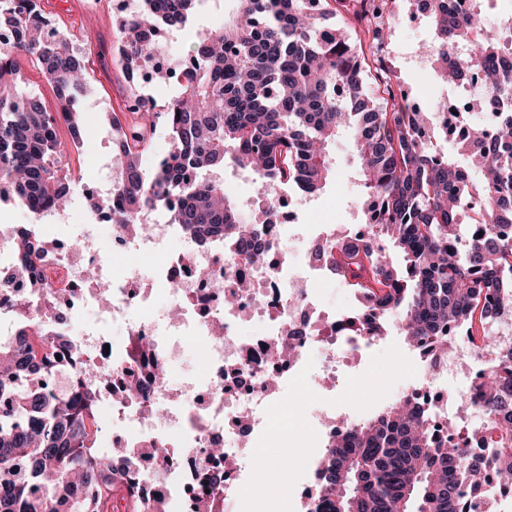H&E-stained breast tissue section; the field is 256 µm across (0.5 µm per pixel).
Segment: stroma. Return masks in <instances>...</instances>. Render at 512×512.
Wrapping results in <instances>:
<instances>
[{
  "label": "stroma",
  "mask_w": 512,
  "mask_h": 512,
  "mask_svg": "<svg viewBox=\"0 0 512 512\" xmlns=\"http://www.w3.org/2000/svg\"><path fill=\"white\" fill-rule=\"evenodd\" d=\"M239 0H221L217 9L199 5L192 23L185 31L171 36L167 52L168 61L182 60L194 39L209 30L223 27L225 19L236 13ZM124 8V0H48V10L60 31L78 30L86 35L92 48L84 56L91 76L90 93L81 105L80 123L84 145L82 148L66 146V161L77 177L75 199L67 210L52 218L42 232L48 238L64 241L74 236L77 224L85 221L87 212L78 195L85 188L97 186L100 178L99 163L110 157L112 127L107 118L114 112H128L130 84L121 65L112 54L115 33L112 20ZM408 0H400L399 19L393 26V36L386 55L401 81L406 103L419 104L422 109L432 105L448 93L434 71L417 62L416 54L432 31L425 18L409 15ZM350 128L338 131L330 147L333 172L326 186L316 194L307 196L308 208L300 212L302 224H331L337 233L357 229L366 222L361 206L364 187L361 182V160L352 146ZM397 327H390L387 336L369 351L360 363L348 369L336 387V398L347 402L356 397L362 417L368 418L398 398L402 388L413 382L421 372L418 363H410L398 370L400 353L393 338Z\"/></svg>",
  "instance_id": "1"
}]
</instances>
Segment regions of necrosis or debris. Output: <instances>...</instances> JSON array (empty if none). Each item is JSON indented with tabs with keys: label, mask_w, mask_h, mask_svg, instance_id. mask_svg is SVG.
Here are the masks:
<instances>
[{
	"label": "necrosis or debris",
	"mask_w": 512,
	"mask_h": 512,
	"mask_svg": "<svg viewBox=\"0 0 512 512\" xmlns=\"http://www.w3.org/2000/svg\"><path fill=\"white\" fill-rule=\"evenodd\" d=\"M289 193L280 182L261 188L267 247L258 265L237 244L219 239L202 248L176 225L143 215L135 232L113 225L108 243L85 237L79 253L59 242L45 254L42 269L61 300H97L86 277L90 268L112 286V320L125 328L127 343L110 344L100 330L84 326L78 344L82 356L107 372L114 393L112 446L138 449L131 473L149 504L166 500L176 512H246L244 493L254 482L257 451L286 430L282 393L305 384L310 367L319 370L323 396L306 417L307 435L326 443L360 422L358 413L337 414L327 390L339 368L378 342L371 335H343L342 325L351 315L366 324L373 316L359 307L346 316L324 306L322 288L336 277L311 262L295 230L296 213L283 210ZM123 255L150 257L154 279L142 281L139 267L120 263ZM232 291L238 302L225 306ZM305 315L311 318L308 333L294 337ZM447 335V350L403 391L429 413L441 437L448 433L449 384H461L462 395H471L492 360L481 340L454 327ZM288 344L289 357L270 360L272 349ZM188 357L193 365L176 384L134 401L126 397L124 388L137 379L142 362L171 365ZM157 442L176 452L177 464L154 456ZM217 443L223 456L209 455Z\"/></svg>",
	"instance_id": "obj_1"
}]
</instances>
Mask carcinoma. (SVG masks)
I'll list each match as a JSON object with an SVG mask.
<instances>
[{"instance_id":"carcinoma-1","label":"carcinoma","mask_w":512,"mask_h":512,"mask_svg":"<svg viewBox=\"0 0 512 512\" xmlns=\"http://www.w3.org/2000/svg\"><path fill=\"white\" fill-rule=\"evenodd\" d=\"M200 2L140 0L135 15L113 19L112 53L131 83L152 66L154 33L186 28ZM316 2L240 0L235 20L194 43L178 94L156 113L170 151L150 169L142 156L153 124L139 112L146 102L132 95L131 120L110 119L120 162L112 181L117 208L90 194L87 210H109L118 224L161 211L199 244L222 233L259 260L261 221L240 213L224 168L314 194L331 172L329 143L350 125L362 160L364 236L389 239L403 264L344 237L317 249L314 260L374 311L378 336L392 316L416 347L452 325L485 332L512 312V9L480 27L458 19L448 0H410L432 27L421 53L448 85H470L467 110L483 116L469 124L458 113L462 131L450 136L431 113L402 106L400 78L390 69L374 82V95L367 91L361 50L380 57L394 0H325L333 9L322 12ZM342 12L361 25L354 39L331 22ZM52 25L39 0H0V30L14 35L12 49L0 51V194L9 190L34 216L70 203L59 124L80 146L77 114L90 84L73 44L49 35ZM19 55L34 58L54 85L62 120L19 93ZM431 131L453 138L451 150L438 149ZM475 198L482 219L464 236ZM14 247L27 258L31 295H41L46 284L37 267L47 240L35 226L20 228ZM15 313L14 336L0 342V364L7 363L0 368V512H115L119 500L126 512H145L140 488L101 445L103 373L79 359L61 312L46 323L32 319L20 298ZM493 350L496 366L474 388L487 413L481 432L464 436L459 424L440 440L415 402L398 399L323 451L316 496L328 512H469L467 500L487 496L488 473L512 485L504 479L512 477V345ZM61 351L73 358L65 394L49 384Z\"/></svg>"}]
</instances>
